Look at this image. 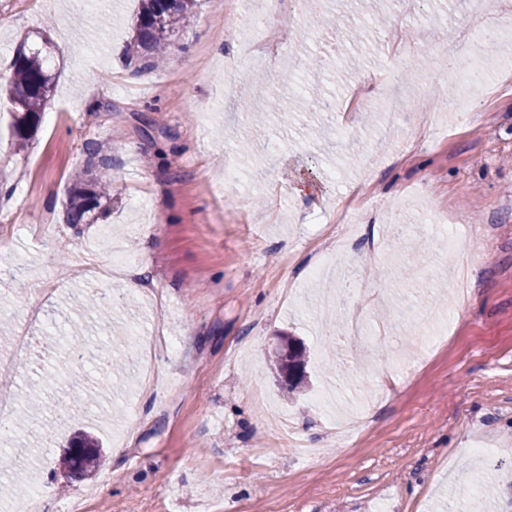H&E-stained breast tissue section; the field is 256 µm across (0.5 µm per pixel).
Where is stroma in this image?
<instances>
[{"label": "stroma", "mask_w": 512, "mask_h": 512, "mask_svg": "<svg viewBox=\"0 0 512 512\" xmlns=\"http://www.w3.org/2000/svg\"><path fill=\"white\" fill-rule=\"evenodd\" d=\"M476 2L442 0L437 11L419 0L410 17L395 0H324L307 16L316 33L303 42L285 22L294 0L274 12L255 0L239 18L197 0L173 54L144 70L128 50L138 0H0V87L15 50L43 37L55 46L56 74L23 153L10 148L13 105L0 95V324L9 336L0 353L12 337L31 338L22 372L0 378L17 395L0 419V448L24 436L36 450L14 470L15 493L0 497V512H16L34 491L40 512H61L92 487L99 493L86 512H463L483 484L495 487L480 499L483 512L512 507V86L475 99L480 119L470 124L442 117L433 101L437 121L413 147L382 114L394 103L409 122L413 102L446 70L437 43L457 38ZM365 11L383 25L348 40ZM258 18L283 39L273 65H256L261 83L228 70ZM407 28L419 43L393 59L387 35ZM313 54L325 65L309 80L333 92L336 107L280 122L271 104L295 92L281 76ZM343 120L345 137L326 136ZM260 126L268 149L241 161L240 142ZM89 141L112 164V199L97 223L70 224V174L84 166ZM228 165L241 184L222 185ZM355 190L370 200L353 216L357 239L312 279L316 234H342L330 218ZM453 211L494 234L473 298L436 347L401 307L410 292L437 314L456 308V271L440 246ZM389 224L406 226L402 248L385 238ZM116 240L135 255L133 267L77 277L88 260L108 267ZM359 262L366 280L347 283L345 267ZM129 278L152 290L127 291L111 324L75 312L78 294L124 288ZM341 286L368 335L406 338V348L384 358L346 343L326 370L314 314L318 296ZM52 325L64 334L85 327L94 346L115 332L138 339L111 399L47 439L31 424L42 410L39 382L67 376L44 337ZM160 330L176 350L156 345ZM281 333L309 353L313 386L292 401L268 361ZM147 358L178 395L145 387L138 364ZM261 398L285 414L308 456L286 445L262 454ZM80 430L108 455L86 479L58 466Z\"/></svg>", "instance_id": "35a3bbf8"}]
</instances>
